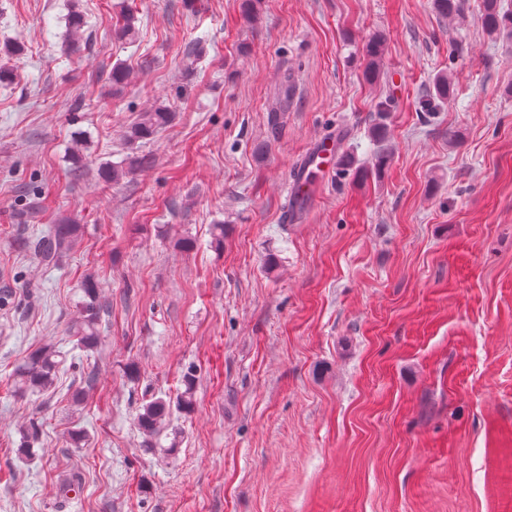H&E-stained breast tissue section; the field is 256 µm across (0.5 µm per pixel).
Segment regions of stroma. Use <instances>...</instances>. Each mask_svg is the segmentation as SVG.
<instances>
[{
    "instance_id": "35a3bbf8",
    "label": "stroma",
    "mask_w": 512,
    "mask_h": 512,
    "mask_svg": "<svg viewBox=\"0 0 512 512\" xmlns=\"http://www.w3.org/2000/svg\"><path fill=\"white\" fill-rule=\"evenodd\" d=\"M67 2L0 0V45L24 47L0 57V512H512V42L483 0L452 20L431 0H257L254 24L244 0H81L72 55ZM441 72L456 95L425 111ZM162 102L174 123L128 145ZM336 133L353 168L284 222L290 176ZM131 155L151 162L101 179ZM66 218L75 248L43 265L27 242ZM88 274L110 305L92 351L69 334ZM48 342L56 389L20 393ZM190 369L192 412L145 442L140 406ZM384 52V41L381 37H375L365 45L363 54L365 57V75L369 79H374L380 71V64Z\"/></svg>"
}]
</instances>
